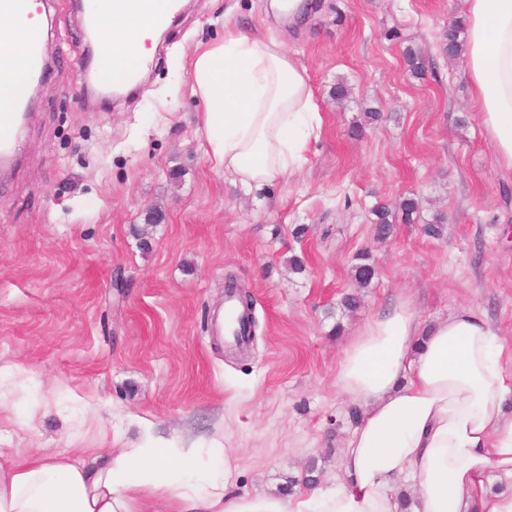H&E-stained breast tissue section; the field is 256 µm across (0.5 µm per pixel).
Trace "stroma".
Returning <instances> with one entry per match:
<instances>
[{
    "instance_id": "stroma-1",
    "label": "stroma",
    "mask_w": 512,
    "mask_h": 512,
    "mask_svg": "<svg viewBox=\"0 0 512 512\" xmlns=\"http://www.w3.org/2000/svg\"><path fill=\"white\" fill-rule=\"evenodd\" d=\"M38 8L49 69L0 176V366L25 371L0 405V448L152 435L227 449V495L298 493L309 463L319 481L339 473L354 423L338 363L383 308L429 323L465 305L512 342V176L447 54L462 0H312L297 18L276 0H185L116 102L85 94L97 57L76 0ZM230 31L277 41L322 116L306 165L252 192L209 164L191 91L196 49ZM408 197L414 223L377 241L372 207ZM437 215L433 239L421 227ZM363 249L377 275L344 312ZM230 274L254 299L241 349L215 332Z\"/></svg>"
}]
</instances>
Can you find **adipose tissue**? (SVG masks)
<instances>
[{
  "label": "adipose tissue",
  "instance_id": "1",
  "mask_svg": "<svg viewBox=\"0 0 512 512\" xmlns=\"http://www.w3.org/2000/svg\"><path fill=\"white\" fill-rule=\"evenodd\" d=\"M105 10L116 51L98 61L118 83L135 73L151 12ZM464 71L498 169L512 172V0H465ZM0 101L22 97L26 22L0 15ZM192 89L205 105V152L244 190L308 161L322 117L304 69L280 44L242 33L196 50ZM512 346L471 307L425 325L409 307L378 314L347 345L336 382L363 409L341 457V479L296 496L229 497L222 448H63L14 460L0 453V512H139L165 497L176 512H512Z\"/></svg>",
  "mask_w": 512,
  "mask_h": 512
}]
</instances>
